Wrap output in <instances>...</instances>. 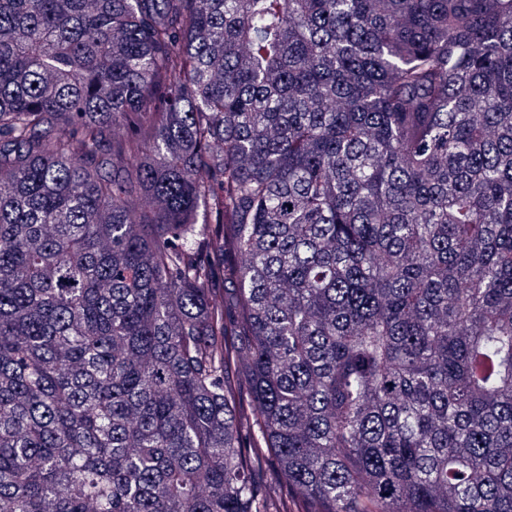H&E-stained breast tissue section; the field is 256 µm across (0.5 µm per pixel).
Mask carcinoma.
Returning a JSON list of instances; mask_svg holds the SVG:
<instances>
[{
	"instance_id": "1",
	"label": "carcinoma",
	"mask_w": 512,
	"mask_h": 512,
	"mask_svg": "<svg viewBox=\"0 0 512 512\" xmlns=\"http://www.w3.org/2000/svg\"><path fill=\"white\" fill-rule=\"evenodd\" d=\"M0 512H512V0H0Z\"/></svg>"
}]
</instances>
